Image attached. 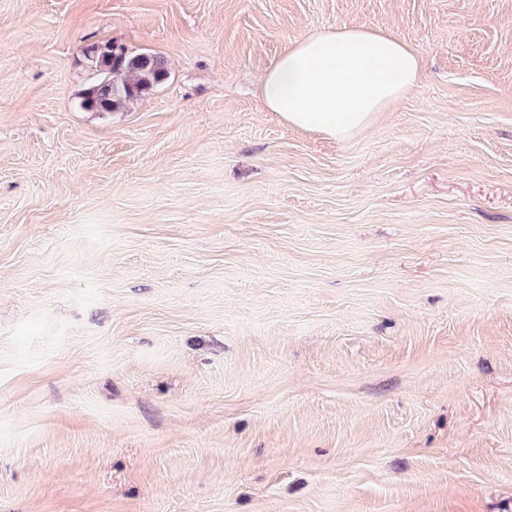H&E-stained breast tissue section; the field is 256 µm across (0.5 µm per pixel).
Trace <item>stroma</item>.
Listing matches in <instances>:
<instances>
[{"label": "stroma", "mask_w": 512, "mask_h": 512, "mask_svg": "<svg viewBox=\"0 0 512 512\" xmlns=\"http://www.w3.org/2000/svg\"><path fill=\"white\" fill-rule=\"evenodd\" d=\"M343 26L422 72L336 141ZM0 512H512V0H0ZM419 71L416 51L390 34L342 27L286 46L260 90L268 111L288 126L342 139L404 97ZM97 79L81 94L82 108L94 112H116L138 93L167 77L164 62L143 52L129 54L111 42L93 44L88 51Z\"/></svg>", "instance_id": "obj_1"}]
</instances>
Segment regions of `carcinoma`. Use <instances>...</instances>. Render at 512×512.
<instances>
[{
  "instance_id": "obj_1",
  "label": "carcinoma",
  "mask_w": 512,
  "mask_h": 512,
  "mask_svg": "<svg viewBox=\"0 0 512 512\" xmlns=\"http://www.w3.org/2000/svg\"><path fill=\"white\" fill-rule=\"evenodd\" d=\"M88 60L97 79L81 94L80 105L94 112H116L167 77L159 57L146 52L130 54L110 42L92 45Z\"/></svg>"
}]
</instances>
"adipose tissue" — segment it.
Segmentation results:
<instances>
[{
	"instance_id": "adipose-tissue-1",
	"label": "adipose tissue",
	"mask_w": 512,
	"mask_h": 512,
	"mask_svg": "<svg viewBox=\"0 0 512 512\" xmlns=\"http://www.w3.org/2000/svg\"><path fill=\"white\" fill-rule=\"evenodd\" d=\"M419 71L416 51L390 34L342 27L286 46L260 90L268 111L288 126L342 139L404 97Z\"/></svg>"
}]
</instances>
